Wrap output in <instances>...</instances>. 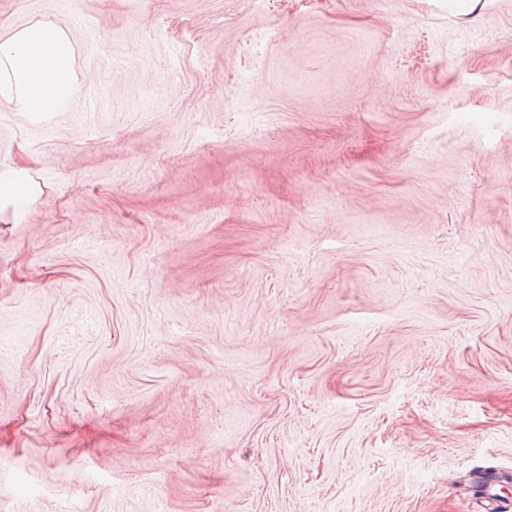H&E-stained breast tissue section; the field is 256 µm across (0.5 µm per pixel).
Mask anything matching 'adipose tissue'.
<instances>
[{
    "label": "adipose tissue",
    "mask_w": 512,
    "mask_h": 512,
    "mask_svg": "<svg viewBox=\"0 0 512 512\" xmlns=\"http://www.w3.org/2000/svg\"><path fill=\"white\" fill-rule=\"evenodd\" d=\"M73 58L66 32L47 21L0 35V99L34 116L69 109L80 97Z\"/></svg>",
    "instance_id": "adipose-tissue-1"
}]
</instances>
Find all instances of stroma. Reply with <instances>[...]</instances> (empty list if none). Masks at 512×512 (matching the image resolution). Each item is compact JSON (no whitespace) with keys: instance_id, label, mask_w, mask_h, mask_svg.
I'll return each instance as SVG.
<instances>
[{"instance_id":"35a3bbf8","label":"stroma","mask_w":512,"mask_h":512,"mask_svg":"<svg viewBox=\"0 0 512 512\" xmlns=\"http://www.w3.org/2000/svg\"><path fill=\"white\" fill-rule=\"evenodd\" d=\"M0 512H497L512 0H0ZM73 58L68 35L51 22L0 35V98L33 116L64 112L80 97ZM26 169H8L0 172V205L7 203L14 209L31 205L35 191L29 182Z\"/></svg>"}]
</instances>
